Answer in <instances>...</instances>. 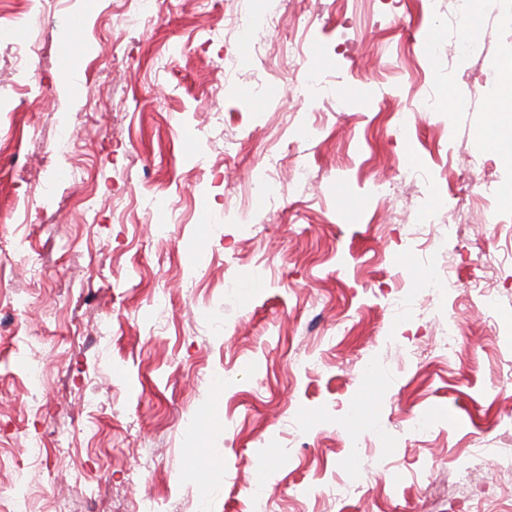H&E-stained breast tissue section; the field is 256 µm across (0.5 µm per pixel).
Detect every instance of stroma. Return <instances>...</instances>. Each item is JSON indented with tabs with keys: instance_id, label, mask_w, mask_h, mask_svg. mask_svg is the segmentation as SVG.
<instances>
[{
	"instance_id": "obj_1",
	"label": "stroma",
	"mask_w": 512,
	"mask_h": 512,
	"mask_svg": "<svg viewBox=\"0 0 512 512\" xmlns=\"http://www.w3.org/2000/svg\"><path fill=\"white\" fill-rule=\"evenodd\" d=\"M250 7L0 26L35 90L0 112L14 512H512V163L476 141L512 131V0Z\"/></svg>"
}]
</instances>
